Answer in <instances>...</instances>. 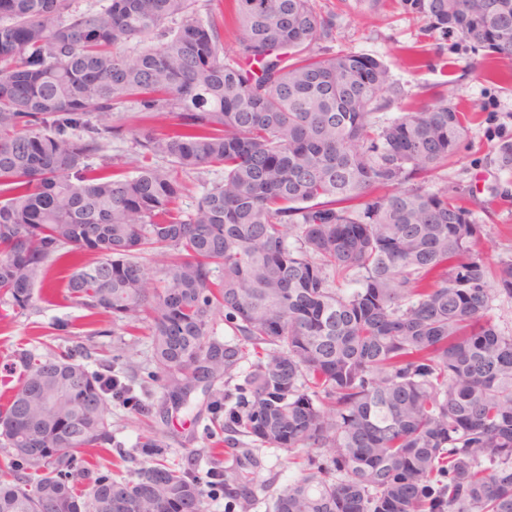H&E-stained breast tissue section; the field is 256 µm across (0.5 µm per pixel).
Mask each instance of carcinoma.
<instances>
[{
	"label": "carcinoma",
	"mask_w": 512,
	"mask_h": 512,
	"mask_svg": "<svg viewBox=\"0 0 512 512\" xmlns=\"http://www.w3.org/2000/svg\"><path fill=\"white\" fill-rule=\"evenodd\" d=\"M194 2L0 0V305L27 310L68 259L66 300L148 324L164 403L202 390L236 468L170 464L158 436L126 451L106 402L130 388L79 343L19 348L0 512H205L214 489L246 510L260 462L241 437L307 453L273 512H512V332L488 316L512 297V256L489 270L484 226L425 188L459 149L460 112L439 97L379 123L400 86L380 60L334 51V17L310 0L204 18ZM399 4L512 61V0ZM150 36L134 58L118 48ZM129 102L174 122L129 127ZM125 137L130 174L105 155ZM213 166L224 177L182 214L177 172ZM144 249L169 255L159 288ZM216 309L243 345L214 335ZM249 357L242 383L215 388ZM89 452L128 476L83 466Z\"/></svg>",
	"instance_id": "cac0c4a2"
}]
</instances>
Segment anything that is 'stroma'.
<instances>
[{
    "mask_svg": "<svg viewBox=\"0 0 512 512\" xmlns=\"http://www.w3.org/2000/svg\"><path fill=\"white\" fill-rule=\"evenodd\" d=\"M322 10H336V0H315ZM336 49H350L380 59L404 94L379 113L387 122L401 112L444 95L469 119L459 153L426 182L429 190L458 192L485 237L481 250L488 267L512 255V170L502 168L497 149L512 141V63H487L482 48L456 30L426 36L424 19L406 14L396 0H380L376 8L336 10ZM67 269L52 266L44 285L34 291L35 303L20 314L0 319V394L9 395L18 375L8 369L17 346L43 354L57 346L82 342L98 353L118 356V369L148 386L155 409L144 417L117 401H109L112 434L124 447L155 434L165 435L168 457L206 471L215 450L197 412L201 399L178 410L163 406L161 388L149 374L154 369L147 329L128 330L111 319L89 316L62 298ZM261 466L256 482L262 487L250 512H270L272 494L300 474L294 455L277 448L258 451Z\"/></svg>",
    "mask_w": 512,
    "mask_h": 512,
    "instance_id": "1",
    "label": "stroma"
}]
</instances>
